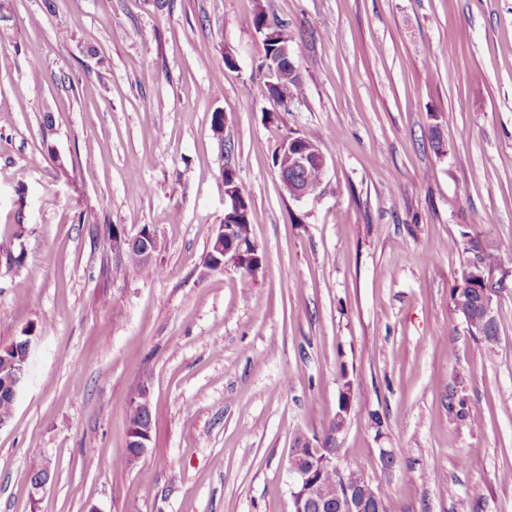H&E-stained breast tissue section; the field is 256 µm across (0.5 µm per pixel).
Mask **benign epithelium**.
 <instances>
[{
	"label": "benign epithelium",
	"instance_id": "benign-epithelium-1",
	"mask_svg": "<svg viewBox=\"0 0 512 512\" xmlns=\"http://www.w3.org/2000/svg\"><path fill=\"white\" fill-rule=\"evenodd\" d=\"M263 41L275 43L270 54L271 63L267 64V88L272 98L288 105L293 98L288 90V83L282 81L280 70L283 64L293 65V46L282 26L267 21L262 28ZM327 153L321 144L303 136L288 134L278 145L277 164L282 185L290 197L302 200L308 196V187L295 179L289 178V172H301L317 169L325 174ZM230 177L224 181V224L215 236L213 250L208 252L207 263L213 268L228 264L241 267L246 256L258 251V245L252 238L238 236V224L230 216L239 210L241 192L237 182L236 171L225 166ZM138 244L143 258L152 262L156 258L158 244L155 235L148 229L142 230L133 238H123L112 233V249L124 253L133 244ZM490 271L480 274V308L482 320L495 317L494 296L496 289L489 279ZM29 354V344H24L16 357H6L0 353V398L15 400L17 388L24 377ZM289 454L295 458L292 466L287 468L288 486L293 503L292 512H305L307 504L314 503L323 512H371L379 504V490L373 486L362 470L353 468L343 461L341 448L324 447L304 433L295 435ZM324 468L336 475V479L347 486L343 498L332 501L322 495L310 478L311 469Z\"/></svg>",
	"mask_w": 512,
	"mask_h": 512
}]
</instances>
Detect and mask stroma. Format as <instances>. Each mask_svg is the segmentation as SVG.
I'll return each instance as SVG.
<instances>
[{
	"label": "stroma",
	"mask_w": 512,
	"mask_h": 512,
	"mask_svg": "<svg viewBox=\"0 0 512 512\" xmlns=\"http://www.w3.org/2000/svg\"><path fill=\"white\" fill-rule=\"evenodd\" d=\"M258 11L293 40L291 104L259 68ZM0 32V346L30 339L0 512H292L293 439L324 433L347 379L342 456L388 512H512V267L489 345L442 248L478 232L512 251V0H0ZM289 133L331 147L300 201L272 163ZM227 164L256 278L206 262ZM114 227L155 234L160 275ZM135 243L139 245L140 250L134 245L133 249L127 253L129 263L142 275L146 277L153 276L155 272L161 270V267L156 263L146 264L140 256V251L146 261H154L158 251V242L155 235L148 229L140 231L137 236L129 239L122 238L116 231L112 233V249L120 253L126 254L127 248Z\"/></svg>",
	"instance_id": "1"
}]
</instances>
